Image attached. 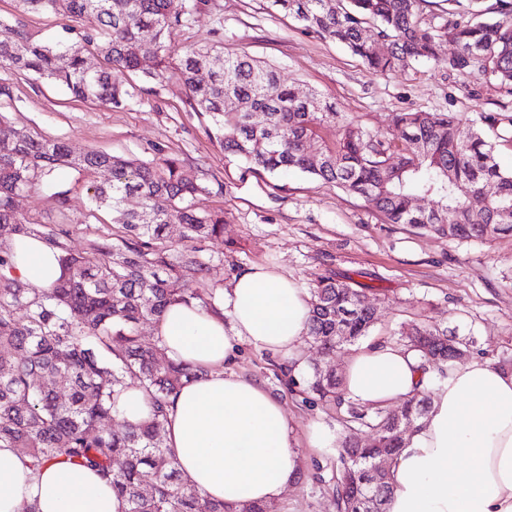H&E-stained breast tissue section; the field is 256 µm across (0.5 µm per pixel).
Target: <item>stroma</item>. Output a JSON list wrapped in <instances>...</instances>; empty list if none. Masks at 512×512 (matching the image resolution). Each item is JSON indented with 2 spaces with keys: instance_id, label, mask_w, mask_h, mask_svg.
I'll return each mask as SVG.
<instances>
[{
  "instance_id": "obj_1",
  "label": "stroma",
  "mask_w": 512,
  "mask_h": 512,
  "mask_svg": "<svg viewBox=\"0 0 512 512\" xmlns=\"http://www.w3.org/2000/svg\"><path fill=\"white\" fill-rule=\"evenodd\" d=\"M21 20L33 41L54 43L64 21L49 13H19L16 0H0V20ZM223 44L273 65L282 82L301 93L316 90L332 102L341 120L371 131L390 132L396 113L459 112L504 115L481 125L500 165L512 169V96L474 79L449 73L433 62L392 74L368 70L345 47L304 31L291 17L268 8L266 0H209L172 35L175 49ZM125 106L106 108L72 97L63 87L29 73L0 68V122L66 142L74 153L98 150L130 159H151L156 149L180 158L206 188L200 207L224 213V237L209 242L212 262L202 287L223 295L231 279L254 265L279 268L310 288L323 274L351 278L376 309L370 340H396L413 325H433L455 336L474 337L485 359L512 364V233L489 241H451L407 224L383 223L365 199L300 172L271 175L225 155L211 138L206 117L193 112L177 80L126 82ZM89 183L74 170L61 176L68 206L59 210L51 191L22 194L17 209L36 224H108L110 211L93 209ZM188 283V290H197ZM345 345L324 358L305 343L306 365L293 378L280 372L278 356L242 346L235 373L254 378L277 395L294 436L300 439L304 477L271 502L267 512H337L334 484L336 448L347 430L335 411L305 402L297 387L310 364L343 371L353 353ZM326 427L323 451L303 439L312 422Z\"/></svg>"
}]
</instances>
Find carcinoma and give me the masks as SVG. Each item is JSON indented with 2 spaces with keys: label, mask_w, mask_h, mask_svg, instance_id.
I'll use <instances>...</instances> for the list:
<instances>
[{
  "label": "carcinoma",
  "mask_w": 512,
  "mask_h": 512,
  "mask_svg": "<svg viewBox=\"0 0 512 512\" xmlns=\"http://www.w3.org/2000/svg\"><path fill=\"white\" fill-rule=\"evenodd\" d=\"M426 0H271L303 30L345 46L370 70L387 74L413 62L443 63L512 95V23L492 20L476 6L449 19L423 12ZM207 0H18L22 13L49 12L72 21L97 16L100 26L71 43L41 45L17 24L0 23V67L27 71L66 88L77 98L107 107L126 104V77L147 83L175 78L191 109L211 121L224 152L254 170H297L367 199L386 224H410L450 240L485 241L512 232V170L496 161L494 148L462 114L401 112L388 135L338 119L324 96L300 97L280 82L276 69L221 45L187 47L173 63L171 35ZM373 31L386 50L366 37ZM449 39L455 55L441 56ZM264 113L259 124L251 113ZM332 144L309 154L322 128ZM73 169L90 179V201L112 211V224L89 233L87 249L68 242L77 224H32L18 215L15 196L54 188ZM112 180L98 184L100 171ZM494 184L484 207L471 209L468 194ZM205 191L181 159L156 150L151 160L90 150L71 154L61 140L0 127V237L41 240L56 249L59 283L31 288L12 277L13 255L0 245V447L17 448L36 471L50 461L85 467L112 485L124 512H264L261 504L230 509L204 498L179 470L164 440L168 399L196 377L167 356L161 340L148 343L140 326L160 321L166 307L195 301L216 312L214 296L188 294L182 284L209 270L202 243L224 236V212L204 210ZM135 195L139 206L125 207ZM428 197L433 207L410 206ZM182 226L176 241L164 231ZM307 336L325 354L368 336L375 309L363 290L334 275L310 289ZM397 345L423 360L433 376L448 379L453 362L448 332L417 325ZM145 394L150 415L112 428L121 394L130 381ZM308 392L322 404L346 409L344 422L367 427L394 460L406 435L393 430L401 418L412 426L428 409L424 390L391 413L346 403L341 381L313 368ZM375 448L339 442L338 512H387L391 477L372 471Z\"/></svg>",
  "instance_id": "obj_1"
}]
</instances>
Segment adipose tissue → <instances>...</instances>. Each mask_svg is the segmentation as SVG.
<instances>
[{
  "label": "adipose tissue",
  "instance_id": "ef3b65f1",
  "mask_svg": "<svg viewBox=\"0 0 512 512\" xmlns=\"http://www.w3.org/2000/svg\"><path fill=\"white\" fill-rule=\"evenodd\" d=\"M13 274L49 288L61 275L56 249L12 240ZM309 296L277 269L254 266L224 293L222 315L199 303L169 305L157 334L169 357L202 375L172 398L165 442L191 485L228 506L269 503L298 484V444L280 401L255 380L231 373L239 344L302 362ZM421 362L385 340L349 358L350 400L385 407L419 392ZM387 512H512V369L474 358L450 369L424 420L392 467ZM122 512L124 504L92 471L51 462L32 473L14 448H0V512Z\"/></svg>",
  "mask_w": 512,
  "mask_h": 512
}]
</instances>
